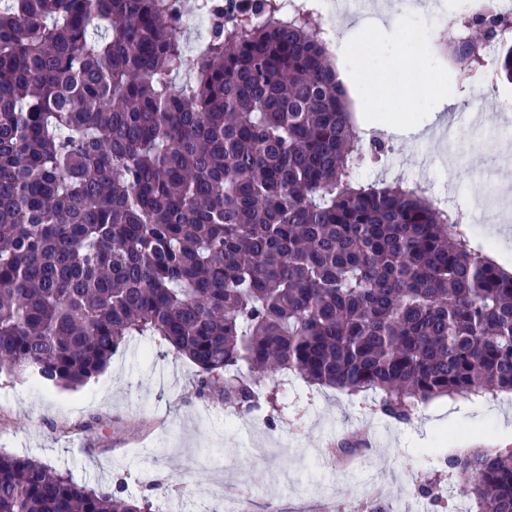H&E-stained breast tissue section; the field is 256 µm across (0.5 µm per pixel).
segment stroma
Listing matches in <instances>:
<instances>
[{
  "label": "stroma",
  "instance_id": "obj_1",
  "mask_svg": "<svg viewBox=\"0 0 512 512\" xmlns=\"http://www.w3.org/2000/svg\"><path fill=\"white\" fill-rule=\"evenodd\" d=\"M398 22L382 28L365 21L350 36L352 55L373 52L380 44L399 51L384 71L365 83L360 96L367 112L385 122L406 118L419 134L400 137L373 130L389 152L382 164L366 163L363 178L378 177L407 185L428 174L433 190L450 191L454 206L469 211L474 193H485L498 181L512 179V164H501L492 143L493 128H470L442 154L429 153L422 131L436 122L428 103L402 95L399 71L411 56L442 75L443 87L464 112L503 115L512 129V112H503V94L512 86L460 85L448 67L438 37L418 36L402 0H387ZM454 174L447 184L446 174ZM280 416L274 426L255 428L246 415L224 405L219 390L201 395L196 367L148 336L130 339L95 380L75 390L47 388L37 382L0 378V448L30 457L69 474L92 488L114 489L124 479L125 492L149 496L153 504L167 500L175 480L187 485L183 512H222L220 480L252 469V448L265 445L267 481L255 494L254 512H270L284 497L338 500L349 495L350 480L323 465L326 448L344 433L358 429L378 435L372 489L386 492L392 512L404 507L409 489L407 466L429 468L423 451L440 441L467 448L512 446V398L501 414L483 402L448 403L441 399L421 407L407 424L365 415L346 395L331 388L309 387L297 378L282 384Z\"/></svg>",
  "mask_w": 512,
  "mask_h": 512
}]
</instances>
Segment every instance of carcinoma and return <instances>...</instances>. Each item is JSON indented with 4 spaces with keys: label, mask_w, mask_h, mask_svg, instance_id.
<instances>
[{
    "label": "carcinoma",
    "mask_w": 512,
    "mask_h": 512,
    "mask_svg": "<svg viewBox=\"0 0 512 512\" xmlns=\"http://www.w3.org/2000/svg\"><path fill=\"white\" fill-rule=\"evenodd\" d=\"M211 0L193 57L175 0H0V376L76 389L134 336L203 395L295 373L409 422L512 393V273L458 211L358 181L365 131L305 15ZM508 18H461L471 73ZM496 81L512 84V45ZM437 465L472 512H512V448ZM0 512H152L0 452Z\"/></svg>",
    "instance_id": "1"
}]
</instances>
